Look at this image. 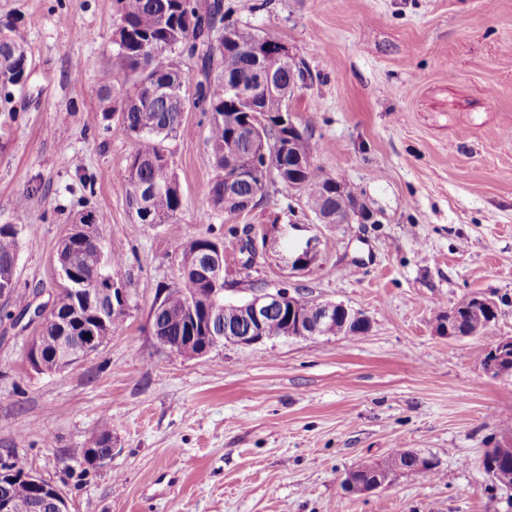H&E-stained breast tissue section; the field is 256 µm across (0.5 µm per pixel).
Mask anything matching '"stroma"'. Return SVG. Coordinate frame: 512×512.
Listing matches in <instances>:
<instances>
[{
    "instance_id": "stroma-1",
    "label": "stroma",
    "mask_w": 512,
    "mask_h": 512,
    "mask_svg": "<svg viewBox=\"0 0 512 512\" xmlns=\"http://www.w3.org/2000/svg\"><path fill=\"white\" fill-rule=\"evenodd\" d=\"M229 21L288 44L309 76L289 109L312 160L354 186L372 218L322 224L305 194L271 185L254 207L212 214L201 112L165 140L181 195L171 223L134 227L127 159L98 99L113 0H0V30L26 39L31 80L0 136V224L15 225L19 292L58 293L55 256L83 204L122 256L126 317L88 360L32 368L35 327L0 317V460L18 455L62 488L71 512H512L480 459L512 410V376L482 366L490 339H448L435 311L473 295L512 336V0H224ZM244 236L277 248L224 275L227 301L286 288L363 313L357 338L226 344L186 359L152 335L175 250ZM311 242L308 261L289 243ZM112 423V460L68 451ZM402 448L439 475H398L367 494L343 479Z\"/></svg>"
}]
</instances>
